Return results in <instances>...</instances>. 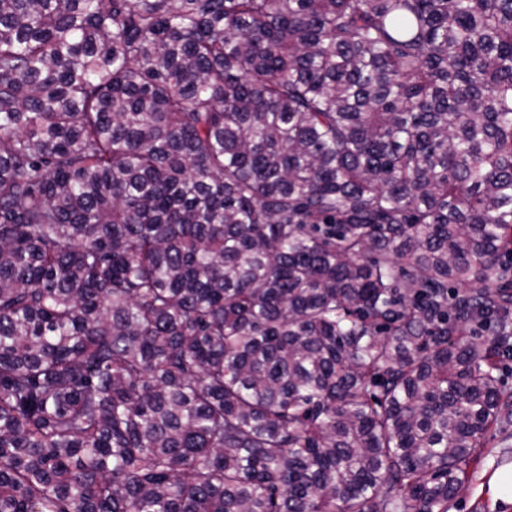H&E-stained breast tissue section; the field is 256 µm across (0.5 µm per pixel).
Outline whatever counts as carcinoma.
<instances>
[{"mask_svg":"<svg viewBox=\"0 0 512 512\" xmlns=\"http://www.w3.org/2000/svg\"><path fill=\"white\" fill-rule=\"evenodd\" d=\"M508 360L512 0H0V512H449Z\"/></svg>","mask_w":512,"mask_h":512,"instance_id":"cac0c4a2","label":"carcinoma"}]
</instances>
